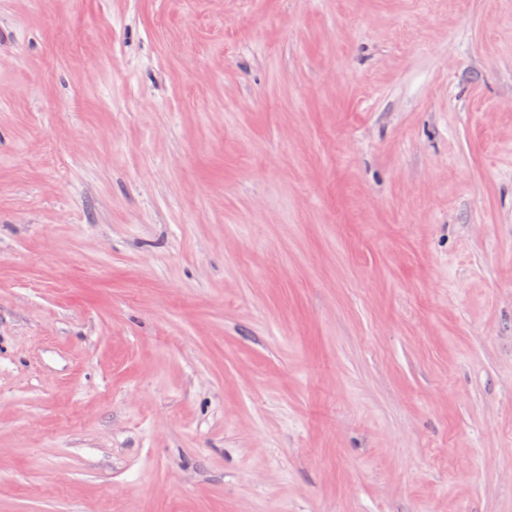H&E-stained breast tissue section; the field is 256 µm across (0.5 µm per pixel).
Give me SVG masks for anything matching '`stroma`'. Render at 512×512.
Masks as SVG:
<instances>
[{"label": "stroma", "mask_w": 512, "mask_h": 512, "mask_svg": "<svg viewBox=\"0 0 512 512\" xmlns=\"http://www.w3.org/2000/svg\"><path fill=\"white\" fill-rule=\"evenodd\" d=\"M0 512H512V0H0Z\"/></svg>", "instance_id": "1"}]
</instances>
